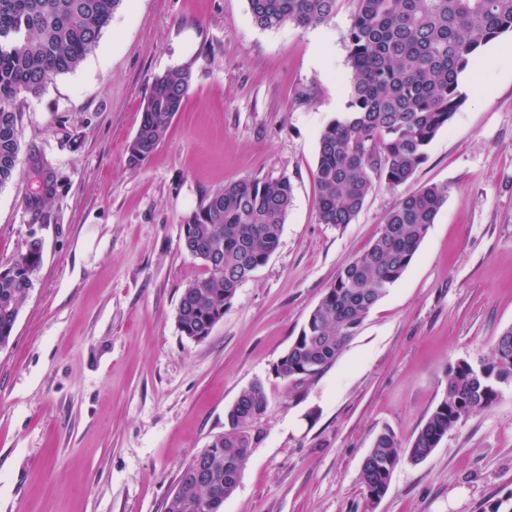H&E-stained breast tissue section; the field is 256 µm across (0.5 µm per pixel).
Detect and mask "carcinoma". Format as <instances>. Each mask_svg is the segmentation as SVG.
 <instances>
[{"instance_id": "obj_1", "label": "carcinoma", "mask_w": 512, "mask_h": 512, "mask_svg": "<svg viewBox=\"0 0 512 512\" xmlns=\"http://www.w3.org/2000/svg\"><path fill=\"white\" fill-rule=\"evenodd\" d=\"M122 0H0V187L20 174L18 102L39 94L55 77L75 70L95 48ZM345 39L351 79L347 111L319 137L316 212L321 224L353 223L379 185L414 180L427 148L464 103L461 74L479 49L512 32V0H358ZM336 0H248L254 23L275 29L285 22L307 28L328 20ZM191 73L172 69L155 78L128 161L146 160L166 138L182 110ZM293 187L283 176L224 185L185 224L182 248L202 261L207 276L182 292L177 323L194 341L209 336L215 318L237 289L280 245ZM448 198V187L423 186L389 212L379 236L345 263L310 312L299 336L275 365L287 381H304L336 361L364 320L410 266ZM42 261L38 241L0 269V350L9 346L21 308ZM447 388L408 445L407 459L429 457L460 421L496 402L498 382H512V326L490 357L448 366ZM267 409L264 386L241 389L227 412L224 433L194 456L165 502V512H222L259 437ZM396 435L385 430L366 455L360 479L368 502L387 493L400 462ZM206 476L196 478L197 467Z\"/></svg>"}]
</instances>
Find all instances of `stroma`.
Listing matches in <instances>:
<instances>
[{
	"label": "stroma",
	"mask_w": 512,
	"mask_h": 512,
	"mask_svg": "<svg viewBox=\"0 0 512 512\" xmlns=\"http://www.w3.org/2000/svg\"><path fill=\"white\" fill-rule=\"evenodd\" d=\"M357 0L306 29L264 30L247 0H122L73 72L18 103L21 174L0 187V266L30 237L43 260L0 350V512H164L182 469L224 431L239 391L268 408L223 512H487L512 500V383L424 461L401 460L369 505L377 435L416 436L446 370L512 326V67L459 84L465 101L406 187H377L352 224L319 223L324 126L344 111ZM188 69L166 139L130 166L154 79ZM56 188L43 196L38 168ZM288 177L280 245L207 339L182 336L202 277L183 224L224 185ZM447 186L409 268L336 361L293 384L274 372L338 269L407 191Z\"/></svg>",
	"instance_id": "35a3bbf8"
}]
</instances>
